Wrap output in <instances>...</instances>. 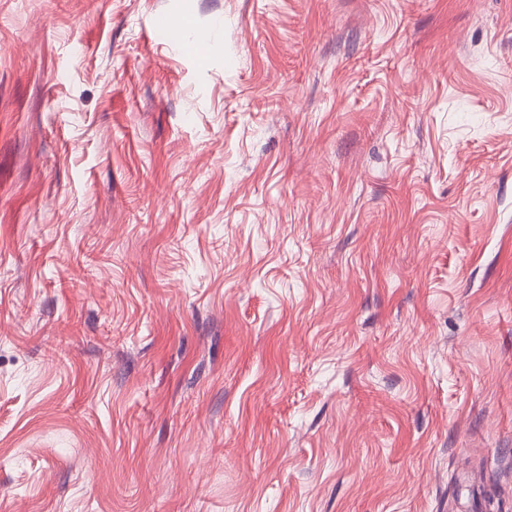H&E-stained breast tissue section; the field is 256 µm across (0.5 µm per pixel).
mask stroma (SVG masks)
<instances>
[{
	"instance_id": "obj_1",
	"label": "stroma",
	"mask_w": 512,
	"mask_h": 512,
	"mask_svg": "<svg viewBox=\"0 0 512 512\" xmlns=\"http://www.w3.org/2000/svg\"><path fill=\"white\" fill-rule=\"evenodd\" d=\"M0 512H512V0H0Z\"/></svg>"
}]
</instances>
